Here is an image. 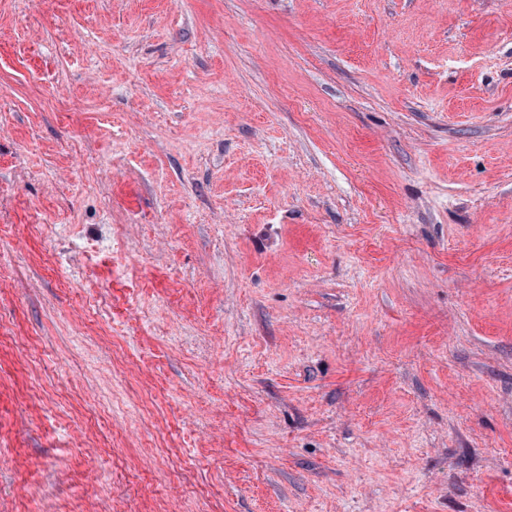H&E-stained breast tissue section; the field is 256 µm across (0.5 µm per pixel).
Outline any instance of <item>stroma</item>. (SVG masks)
<instances>
[{
	"instance_id": "1",
	"label": "stroma",
	"mask_w": 512,
	"mask_h": 512,
	"mask_svg": "<svg viewBox=\"0 0 512 512\" xmlns=\"http://www.w3.org/2000/svg\"><path fill=\"white\" fill-rule=\"evenodd\" d=\"M0 512H512V0H0Z\"/></svg>"
}]
</instances>
